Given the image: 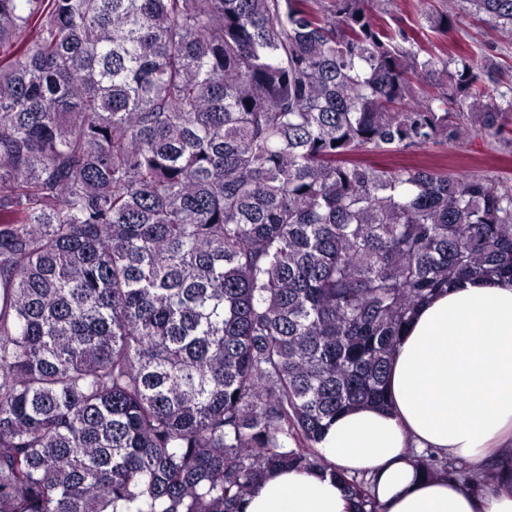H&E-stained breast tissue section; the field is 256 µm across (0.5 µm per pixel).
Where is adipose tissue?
I'll return each mask as SVG.
<instances>
[{
    "label": "adipose tissue",
    "mask_w": 512,
    "mask_h": 512,
    "mask_svg": "<svg viewBox=\"0 0 512 512\" xmlns=\"http://www.w3.org/2000/svg\"><path fill=\"white\" fill-rule=\"evenodd\" d=\"M389 407L336 416L317 445L326 472L284 469L241 512H357L342 479L366 475L379 512H512V284L461 280L426 304L402 336ZM432 449L493 478L475 489L427 474Z\"/></svg>",
    "instance_id": "1"
}]
</instances>
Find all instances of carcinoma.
<instances>
[{
  "label": "carcinoma",
  "instance_id": "1",
  "mask_svg": "<svg viewBox=\"0 0 512 512\" xmlns=\"http://www.w3.org/2000/svg\"><path fill=\"white\" fill-rule=\"evenodd\" d=\"M390 2L0 0V512H239L386 405L440 290L512 280V189L356 158L512 114L494 55H423ZM418 2L512 37V0Z\"/></svg>",
  "mask_w": 512,
  "mask_h": 512
}]
</instances>
